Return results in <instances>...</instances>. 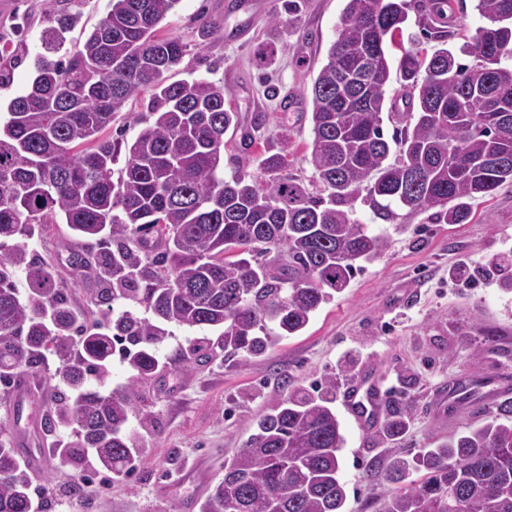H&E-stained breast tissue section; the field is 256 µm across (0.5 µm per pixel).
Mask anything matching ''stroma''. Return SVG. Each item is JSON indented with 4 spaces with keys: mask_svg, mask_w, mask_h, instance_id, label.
Instances as JSON below:
<instances>
[{
    "mask_svg": "<svg viewBox=\"0 0 512 512\" xmlns=\"http://www.w3.org/2000/svg\"><path fill=\"white\" fill-rule=\"evenodd\" d=\"M179 0L158 25L160 37H178L187 45L167 82H221L233 91L229 106L243 122L262 115L250 149L237 136L224 138V174L259 175L257 157L266 144L287 137L286 171L312 184L311 124L308 112L284 110L282 96L302 97L325 62L336 37L345 0H299L289 13L285 0ZM59 0H0V48L20 58L9 84L0 86V113L35 76L34 60L44 51L46 16ZM219 28L208 39L198 36L199 19ZM275 52L258 65V48ZM353 217L389 242L384 255L365 264L348 288L321 306L300 335L280 341L258 359L228 360L216 353L204 363L164 367L145 385L153 415L149 427L131 420L139 455L130 479L123 483L93 480L70 486L69 467L56 452L59 434L44 433L41 424L62 386L48 358L23 407L16 394L0 389V425L11 434L28 427L49 459L34 472L32 484L43 491L35 512H201L205 499L224 477V463L243 448L255 416L284 397L288 388L316 390L324 378L345 386L368 364L374 365L390 402L407 401L411 414L397 439L358 429L341 419L345 445L340 453L346 484L345 512H376L385 491L383 477L391 456L412 458L467 422L492 417L495 406L473 400L448 408V382L478 370L483 385L512 381V290L494 280L472 277L453 281L459 262L478 268L486 257L512 250V185L475 201L465 224H436L430 212H401L394 222L374 217L367 203L356 200ZM17 244L34 252L69 288L77 314L94 311L87 290L92 275L71 269V250L86 247L63 224L36 227ZM481 352L471 367L472 352ZM375 466L374 480L364 479Z\"/></svg>",
    "mask_w": 512,
    "mask_h": 512,
    "instance_id": "1",
    "label": "stroma"
}]
</instances>
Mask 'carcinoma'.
Segmentation results:
<instances>
[{"mask_svg":"<svg viewBox=\"0 0 512 512\" xmlns=\"http://www.w3.org/2000/svg\"><path fill=\"white\" fill-rule=\"evenodd\" d=\"M179 0H110V10L65 60L41 54L28 90L14 97L0 126V384L40 367L50 355L66 391L45 422L69 433L58 449L82 473L126 478L137 453L131 418L140 388L165 366L157 348L169 327H206L207 360L215 347L259 358L296 335L322 304L348 287L361 263L381 257L388 241L352 218L360 194L383 221L391 204L435 210L441 224H465L470 201L512 183V0H476L489 24L472 35L431 28L432 52L407 50L398 63L409 81V110L382 113L393 61L385 43L407 19V0H346L336 39L308 97L313 192L282 174L288 138L265 147L263 176L224 179V135L240 128L225 107L231 91L207 81L168 83L187 44L155 28ZM79 11L53 13L63 41ZM476 63L457 62L448 42ZM366 71L342 84L356 63ZM425 72L423 81L417 80ZM145 100L153 122L130 147L103 137L126 103ZM125 154L124 167L113 165ZM394 161H389L390 154ZM38 224H66L101 248L72 253V267L100 269L103 287L88 293L101 314L86 326L54 272L26 249L8 245ZM287 256L277 267L252 264ZM25 299L14 288L16 272ZM274 327H269V324ZM128 371L119 391L104 388L115 348ZM317 397L293 393L260 413L245 448L224 464V478L203 512H343L341 425L333 410L336 379ZM409 406L379 427L399 436ZM379 512H512V403L481 425L468 424L407 460L394 457ZM26 466L0 427V512H32Z\"/></svg>","mask_w":512,"mask_h":512,"instance_id":"obj_1","label":"carcinoma"}]
</instances>
